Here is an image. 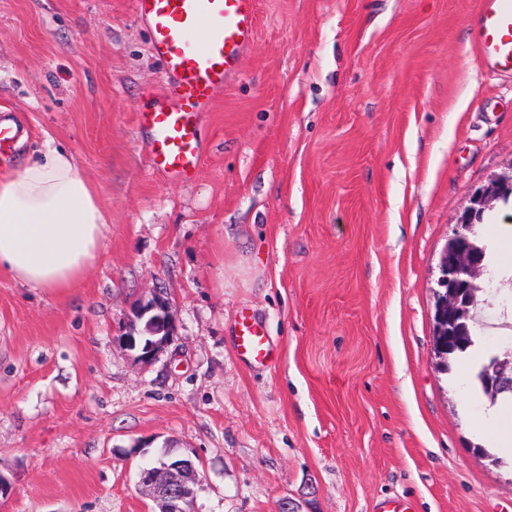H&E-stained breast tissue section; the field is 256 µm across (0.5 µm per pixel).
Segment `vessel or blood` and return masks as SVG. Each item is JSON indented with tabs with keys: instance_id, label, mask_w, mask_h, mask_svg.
Wrapping results in <instances>:
<instances>
[{
	"instance_id": "vessel-or-blood-1",
	"label": "vessel or blood",
	"mask_w": 512,
	"mask_h": 512,
	"mask_svg": "<svg viewBox=\"0 0 512 512\" xmlns=\"http://www.w3.org/2000/svg\"><path fill=\"white\" fill-rule=\"evenodd\" d=\"M151 48L169 78L166 101L140 113L150 132L153 165L169 179L185 181L201 171L204 154L198 114L213 92L238 71L257 33V0H132ZM203 39H196L198 29ZM475 41L484 61L512 75V0H480ZM237 347L243 358L265 364L272 343L254 316L242 315Z\"/></svg>"
}]
</instances>
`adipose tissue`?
<instances>
[{
	"mask_svg": "<svg viewBox=\"0 0 512 512\" xmlns=\"http://www.w3.org/2000/svg\"><path fill=\"white\" fill-rule=\"evenodd\" d=\"M105 217L75 155L46 140L39 156L0 173V271L65 294L97 263Z\"/></svg>",
	"mask_w": 512,
	"mask_h": 512,
	"instance_id": "ef3b65f1",
	"label": "adipose tissue"
}]
</instances>
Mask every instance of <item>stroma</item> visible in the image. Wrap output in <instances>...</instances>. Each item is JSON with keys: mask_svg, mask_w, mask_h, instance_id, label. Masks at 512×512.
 I'll return each instance as SVG.
<instances>
[{"mask_svg": "<svg viewBox=\"0 0 512 512\" xmlns=\"http://www.w3.org/2000/svg\"><path fill=\"white\" fill-rule=\"evenodd\" d=\"M480 0H258L255 41L200 118V174L151 164L167 80L131 0H0V114L68 145L100 193L102 260L66 295L0 272L5 512H153L164 444L193 512H512L488 400L435 355L439 263L470 196L512 173V76L473 41ZM176 330L125 350L154 290ZM256 315L270 363L237 350ZM512 345V278L484 308ZM162 456L139 472V490L158 508L155 512H191L189 506L202 487L203 478L189 458L165 462Z\"/></svg>", "mask_w": 512, "mask_h": 512, "instance_id": "35a3bbf8", "label": "stroma"}]
</instances>
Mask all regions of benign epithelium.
Wrapping results in <instances>:
<instances>
[{"label":"benign epithelium","mask_w":512,"mask_h":512,"mask_svg":"<svg viewBox=\"0 0 512 512\" xmlns=\"http://www.w3.org/2000/svg\"><path fill=\"white\" fill-rule=\"evenodd\" d=\"M512 196V177L491 182L481 193L470 198L460 230L448 241L440 264L439 305L436 313L438 353L446 358L448 343L468 333V326L478 310L479 293L486 271L476 246L470 242V231L479 217L491 208L493 201ZM128 332L123 345L135 351L138 363H154L174 338V320L167 297L159 291L142 302L128 317ZM490 395L512 392V351L495 359L484 374ZM203 478L189 458L166 462L159 459L139 472V490L150 498L158 512H191L190 504L201 489Z\"/></svg>","instance_id":"benign-epithelium-1"}]
</instances>
